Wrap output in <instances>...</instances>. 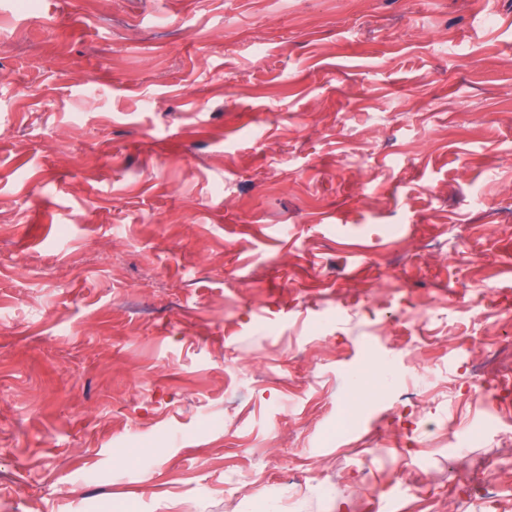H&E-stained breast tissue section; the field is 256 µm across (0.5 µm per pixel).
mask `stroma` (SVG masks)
<instances>
[{
    "instance_id": "1",
    "label": "stroma",
    "mask_w": 512,
    "mask_h": 512,
    "mask_svg": "<svg viewBox=\"0 0 512 512\" xmlns=\"http://www.w3.org/2000/svg\"><path fill=\"white\" fill-rule=\"evenodd\" d=\"M471 343L512 385V0H0V512H512Z\"/></svg>"
}]
</instances>
